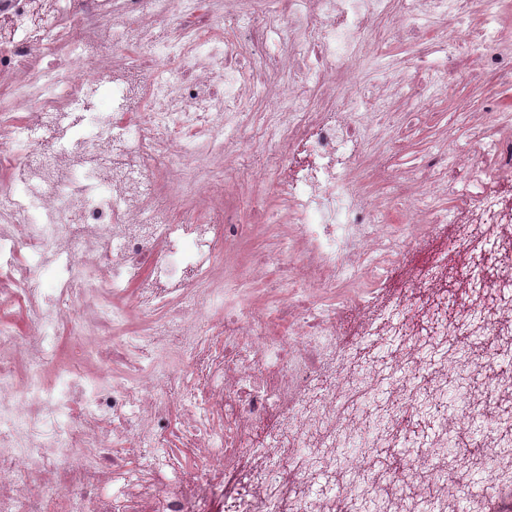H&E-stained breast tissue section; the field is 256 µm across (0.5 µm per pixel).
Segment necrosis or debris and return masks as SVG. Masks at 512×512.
<instances>
[{"label":"necrosis or debris","instance_id":"1","mask_svg":"<svg viewBox=\"0 0 512 512\" xmlns=\"http://www.w3.org/2000/svg\"><path fill=\"white\" fill-rule=\"evenodd\" d=\"M259 4L0 0V512H512V101L464 106L466 147L379 162L387 105H432L436 45L512 82V0ZM234 153L269 157L233 182L276 220L225 199Z\"/></svg>","mask_w":512,"mask_h":512}]
</instances>
